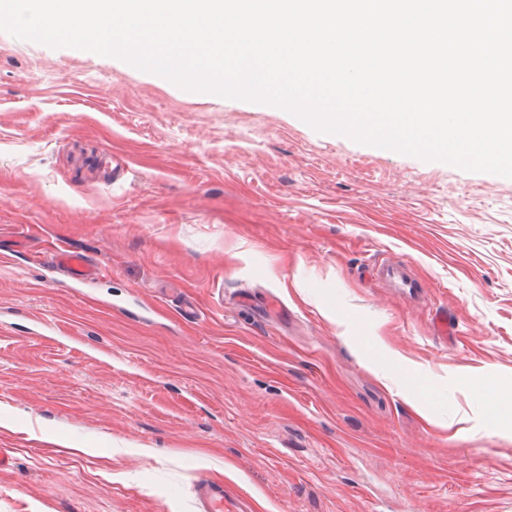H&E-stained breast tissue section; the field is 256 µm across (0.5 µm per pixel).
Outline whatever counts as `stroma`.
I'll list each match as a JSON object with an SVG mask.
<instances>
[{
    "label": "stroma",
    "instance_id": "1",
    "mask_svg": "<svg viewBox=\"0 0 512 512\" xmlns=\"http://www.w3.org/2000/svg\"><path fill=\"white\" fill-rule=\"evenodd\" d=\"M1 253L0 512H512V179L0 31ZM58 265L77 283L98 277L102 269L89 257L79 251L60 249L57 251ZM373 275L405 301H414L423 288L413 267L405 259H383L375 264ZM466 389L473 392L486 406L496 412H503L511 416L512 393L505 396L496 384L481 375H470L463 380ZM512 418V416H511ZM198 495L204 512H224V486L204 481L199 485Z\"/></svg>",
    "mask_w": 512,
    "mask_h": 512
}]
</instances>
